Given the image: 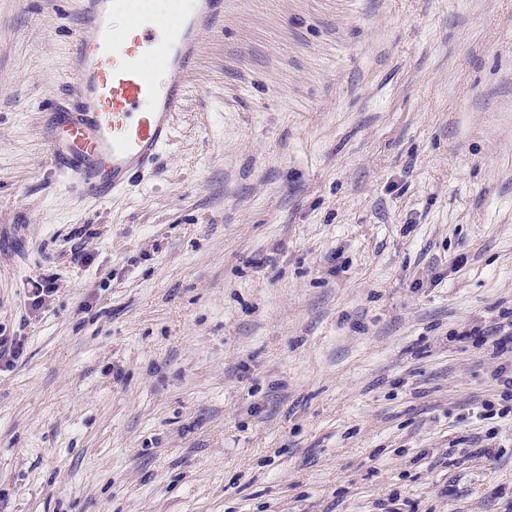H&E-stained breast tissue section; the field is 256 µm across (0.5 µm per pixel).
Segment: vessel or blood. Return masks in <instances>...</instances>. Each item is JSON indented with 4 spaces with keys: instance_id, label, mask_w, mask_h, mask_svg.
<instances>
[{
    "instance_id": "obj_1",
    "label": "vessel or blood",
    "mask_w": 512,
    "mask_h": 512,
    "mask_svg": "<svg viewBox=\"0 0 512 512\" xmlns=\"http://www.w3.org/2000/svg\"><path fill=\"white\" fill-rule=\"evenodd\" d=\"M127 11V0H80L76 49L47 126L52 164L96 200L130 186L170 143L199 34L224 22V0H195L174 27L148 15L120 25Z\"/></svg>"
}]
</instances>
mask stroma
Masks as SVG:
<instances>
[{
	"mask_svg": "<svg viewBox=\"0 0 512 512\" xmlns=\"http://www.w3.org/2000/svg\"><path fill=\"white\" fill-rule=\"evenodd\" d=\"M79 8L0 0V512L511 507L512 0H224L102 202L46 153ZM474 336H481L483 341L485 338H489L490 336H495V344L497 347L504 349L510 345L512 349V320L504 323H496L493 327L489 329H475L473 332Z\"/></svg>",
	"mask_w": 512,
	"mask_h": 512,
	"instance_id": "35a3bbf8",
	"label": "stroma"
}]
</instances>
